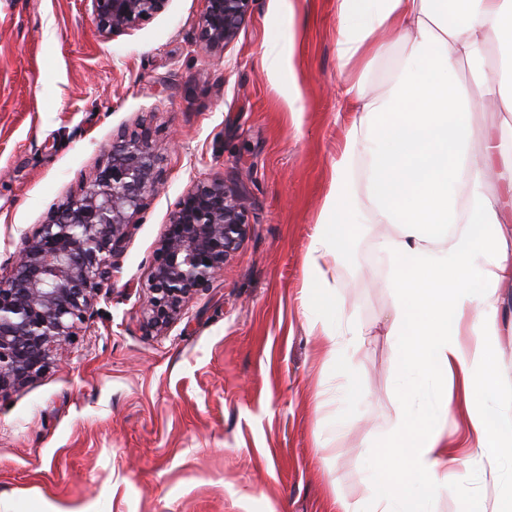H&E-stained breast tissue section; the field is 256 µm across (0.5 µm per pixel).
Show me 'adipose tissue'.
I'll return each instance as SVG.
<instances>
[{"instance_id": "ef3b65f1", "label": "adipose tissue", "mask_w": 512, "mask_h": 512, "mask_svg": "<svg viewBox=\"0 0 512 512\" xmlns=\"http://www.w3.org/2000/svg\"><path fill=\"white\" fill-rule=\"evenodd\" d=\"M336 61L347 79L340 96L353 116L332 166L329 190L306 256L308 321L328 345L337 377L348 378V351L365 334L331 283L356 225H386L376 248L392 298L387 331L401 349L406 392L384 441L381 471L367 497H336L331 512H414L448 489L459 459L442 431L424 429L411 403L413 382L439 383L435 415L466 412L477 464L499 471L512 459V395L493 380L488 359L500 334L501 291L512 288V223L489 186L512 183V125L471 150L476 97L457 82L467 66L494 109L512 114V0H336ZM502 76L486 84L490 44ZM393 57L384 87L368 94L374 63Z\"/></svg>"}]
</instances>
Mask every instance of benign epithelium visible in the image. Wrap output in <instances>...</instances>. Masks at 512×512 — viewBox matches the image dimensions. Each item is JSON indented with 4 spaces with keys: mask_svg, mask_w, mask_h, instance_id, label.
I'll list each match as a JSON object with an SVG mask.
<instances>
[{
    "mask_svg": "<svg viewBox=\"0 0 512 512\" xmlns=\"http://www.w3.org/2000/svg\"><path fill=\"white\" fill-rule=\"evenodd\" d=\"M98 33L118 35L162 12L168 0H90ZM198 46L233 43L255 0H204ZM162 181L146 135L119 136L90 183L23 237L10 273L0 276V396L38 377L53 352L77 334L139 223L146 195ZM239 191L222 179L197 182L178 200L150 266L151 303L142 319L164 333L185 303L213 285L249 236Z\"/></svg>",
    "mask_w": 512,
    "mask_h": 512,
    "instance_id": "7a95c632",
    "label": "benign epithelium"
}]
</instances>
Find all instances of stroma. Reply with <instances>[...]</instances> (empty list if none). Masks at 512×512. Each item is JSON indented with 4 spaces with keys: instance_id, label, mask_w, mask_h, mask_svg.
Wrapping results in <instances>:
<instances>
[{
    "instance_id": "stroma-1",
    "label": "stroma",
    "mask_w": 512,
    "mask_h": 512,
    "mask_svg": "<svg viewBox=\"0 0 512 512\" xmlns=\"http://www.w3.org/2000/svg\"><path fill=\"white\" fill-rule=\"evenodd\" d=\"M203 0L101 37L89 0H0V275L23 237L80 193L118 135L148 133L163 181L112 278L57 358L0 397V512H329L356 500L400 408L388 290L358 235L336 290L368 331L336 396L303 315L310 236L343 140L334 0H255L237 39L199 50ZM292 51L270 72L269 49ZM240 187L250 235L162 335L149 267L197 180ZM492 354L512 388V288ZM512 512L461 468L428 512Z\"/></svg>"
}]
</instances>
